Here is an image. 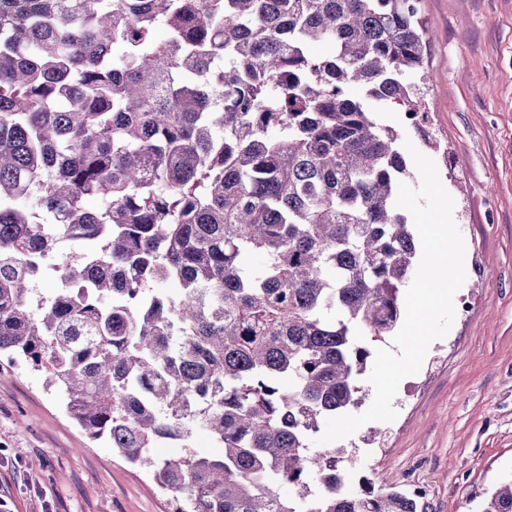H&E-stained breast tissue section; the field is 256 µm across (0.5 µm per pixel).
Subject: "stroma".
<instances>
[{
	"mask_svg": "<svg viewBox=\"0 0 512 512\" xmlns=\"http://www.w3.org/2000/svg\"><path fill=\"white\" fill-rule=\"evenodd\" d=\"M431 152L465 243L467 316L405 378L390 422L340 439L365 482H420L422 512H477L512 475V0H422ZM142 468L91 440L26 364L0 368V512H167Z\"/></svg>",
	"mask_w": 512,
	"mask_h": 512,
	"instance_id": "obj_1",
	"label": "stroma"
}]
</instances>
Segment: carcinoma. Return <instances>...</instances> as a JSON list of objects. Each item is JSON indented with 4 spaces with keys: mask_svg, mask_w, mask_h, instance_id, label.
<instances>
[{
    "mask_svg": "<svg viewBox=\"0 0 512 512\" xmlns=\"http://www.w3.org/2000/svg\"><path fill=\"white\" fill-rule=\"evenodd\" d=\"M428 56L421 0H0V358L168 512H419L312 440L415 271L375 107L419 111ZM47 256L70 293L37 291Z\"/></svg>",
    "mask_w": 512,
    "mask_h": 512,
    "instance_id": "cac0c4a2",
    "label": "carcinoma"
}]
</instances>
